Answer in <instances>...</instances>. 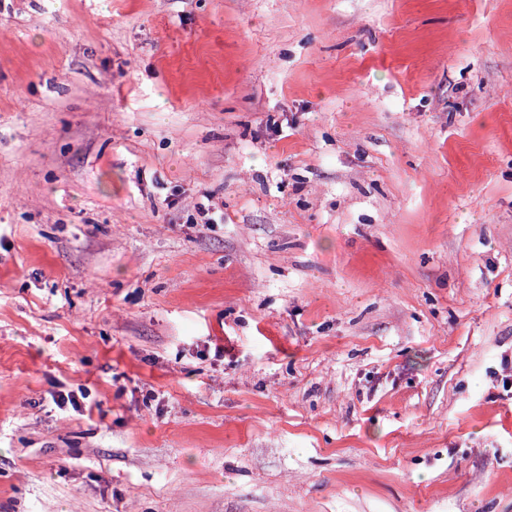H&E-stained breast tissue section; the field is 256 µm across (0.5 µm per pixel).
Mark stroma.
I'll use <instances>...</instances> for the list:
<instances>
[{"label":"stroma","instance_id":"35a3bbf8","mask_svg":"<svg viewBox=\"0 0 512 512\" xmlns=\"http://www.w3.org/2000/svg\"><path fill=\"white\" fill-rule=\"evenodd\" d=\"M0 512H512V0H0Z\"/></svg>","mask_w":512,"mask_h":512}]
</instances>
